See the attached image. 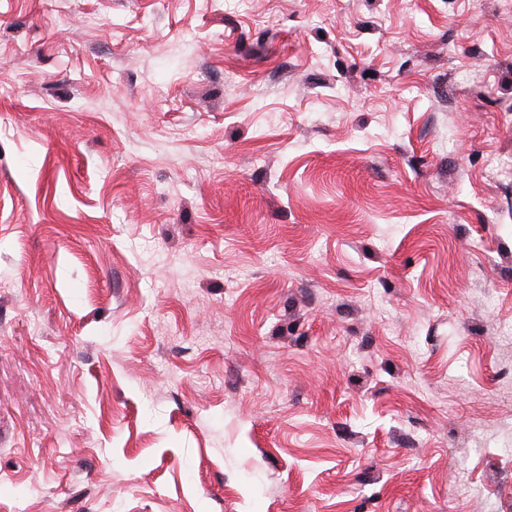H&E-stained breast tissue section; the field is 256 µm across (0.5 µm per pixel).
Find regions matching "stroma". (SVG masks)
I'll return each mask as SVG.
<instances>
[{"mask_svg":"<svg viewBox=\"0 0 512 512\" xmlns=\"http://www.w3.org/2000/svg\"><path fill=\"white\" fill-rule=\"evenodd\" d=\"M0 512H512V0H0Z\"/></svg>","mask_w":512,"mask_h":512,"instance_id":"35a3bbf8","label":"stroma"}]
</instances>
